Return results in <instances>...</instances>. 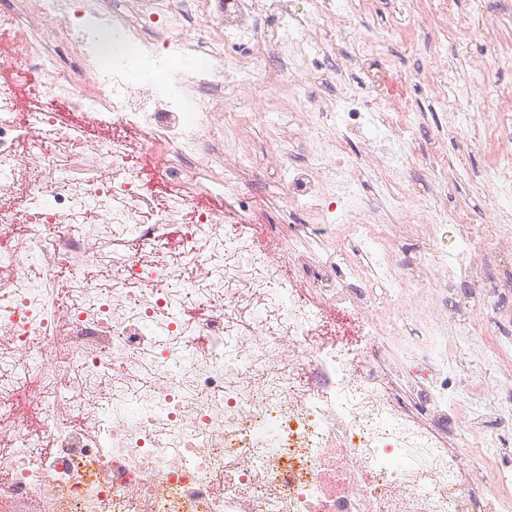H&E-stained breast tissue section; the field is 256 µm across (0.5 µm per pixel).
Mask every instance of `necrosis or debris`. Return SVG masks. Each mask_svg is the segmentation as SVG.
I'll return each mask as SVG.
<instances>
[{
	"instance_id": "1",
	"label": "necrosis or debris",
	"mask_w": 512,
	"mask_h": 512,
	"mask_svg": "<svg viewBox=\"0 0 512 512\" xmlns=\"http://www.w3.org/2000/svg\"><path fill=\"white\" fill-rule=\"evenodd\" d=\"M20 34L0 47L17 83L41 70L40 108L16 111L0 93V191L25 181L39 205L22 254L0 255V400L16 394L12 371L32 370L28 389L42 416L0 404V512H512V453L473 437L444 393L420 423L403 394L414 375L389 360L402 310L375 316L370 287L384 279L406 292L393 238L373 225L359 194L361 169L342 154L365 135V114L392 137L377 164L394 187V209L418 206L462 224L444 197L406 174L407 85L369 71L375 95L336 88V40L348 22L341 0H8ZM111 63H104V52ZM318 82L327 93L313 96ZM494 112L493 149L512 161V88H480ZM66 101L76 124L57 125ZM227 111L242 139L254 123L300 112L304 168L280 167V191L254 204L246 153L225 163L224 135L211 115ZM93 126L112 137L73 152ZM128 128L149 130L143 142ZM26 142L29 166L10 159ZM222 208L177 195L152 204L138 175L141 156ZM97 212L85 223L83 206ZM330 216L338 231L321 259L300 249L308 227L297 209ZM278 222L287 260L270 262L256 242L224 233ZM185 234L170 246V225ZM464 236L433 265L455 269L466 295L444 288L439 320L465 328L470 301L484 308L492 337L512 309V236L489 260ZM350 267L347 281L337 260ZM68 267L66 282L55 269ZM108 266L89 285L83 273ZM279 281L268 289V281ZM211 305L206 322L170 316L177 298ZM50 443L35 449L36 439Z\"/></svg>"
}]
</instances>
